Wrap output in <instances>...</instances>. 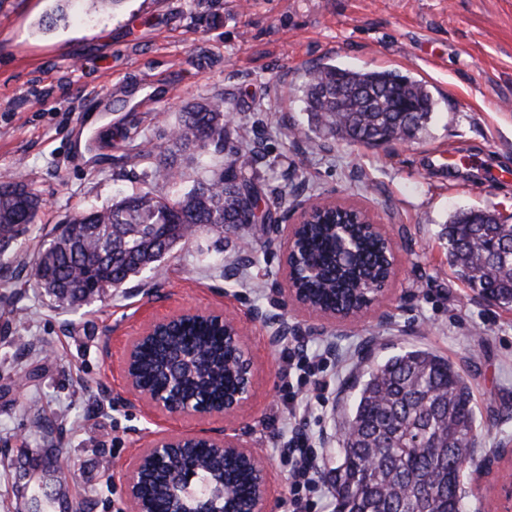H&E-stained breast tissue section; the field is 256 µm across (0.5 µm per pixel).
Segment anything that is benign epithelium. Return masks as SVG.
<instances>
[{"label":"benign epithelium","mask_w":512,"mask_h":512,"mask_svg":"<svg viewBox=\"0 0 512 512\" xmlns=\"http://www.w3.org/2000/svg\"><path fill=\"white\" fill-rule=\"evenodd\" d=\"M316 208L314 204L302 207L299 219L293 224L285 225L283 235V265L286 288L284 292L299 308L312 311V308L302 298L293 285L292 254L296 234L308 215ZM386 288H372L367 303L358 310L347 312H318V315L342 322H355L360 319L368 309L378 304L385 296ZM205 317L213 320L216 325H230L233 327V339L240 350L242 386L240 390L230 396L224 397L219 406L207 403L194 406L191 401H183L176 394H154L141 387L135 375V356L140 345L160 327L174 326L182 318ZM252 319L265 324L275 325L269 336L271 344H277L288 335L292 328L288 321L264 314L260 311L252 312ZM123 375L126 386L138 400L148 404L156 410L167 413L186 414L197 418L221 416L232 418L237 415L250 401L254 390L253 359L248 345V334L244 326L235 318L222 310L207 311H181L150 321L127 347L123 365ZM178 448H208L224 453V457L238 462L250 470L253 480V492L250 508L247 512H269V475L267 463L262 454L255 448H248L242 444L235 435H224L216 438L205 431L181 434H163L154 438L147 448L128 464L121 472L126 495L131 505L130 512H155L156 507L142 496L141 489L147 482L166 470L169 453ZM198 479L196 468L191 467L183 472L170 489L164 512H237V491L233 482L221 471L214 478L206 482L205 488H194ZM499 491L502 512H512V466L499 471Z\"/></svg>","instance_id":"obj_1"}]
</instances>
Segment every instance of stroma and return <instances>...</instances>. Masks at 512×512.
Instances as JSON below:
<instances>
[{"mask_svg":"<svg viewBox=\"0 0 512 512\" xmlns=\"http://www.w3.org/2000/svg\"><path fill=\"white\" fill-rule=\"evenodd\" d=\"M54 0H0V179L40 196L28 233L0 252V512H27L45 484L51 512H129L120 471L159 433L201 428L261 449L270 510L288 512V379L282 356L312 341L338 375L319 398L300 385L319 428L322 470L336 464L344 411L360 369L420 347L466 369L478 435L461 485L466 512H497L503 449L512 448V309L458 280L440 238L459 209L512 224V0H124L98 11L78 0L45 31ZM393 69L427 85L420 139L375 148L311 141L299 99L306 68ZM229 108L230 145L253 149L252 177L275 219L305 203L367 211L396 251L384 300L344 326L276 290L282 238L270 224H228L177 245L156 271L77 309H61L27 272L67 216L152 186L148 162L110 146L137 128L166 146L185 109ZM221 309L244 322L255 394L235 417L151 414L126 387V348L152 318ZM288 320L271 345L253 310Z\"/></svg>","mask_w":512,"mask_h":512,"instance_id":"stroma-1","label":"stroma"}]
</instances>
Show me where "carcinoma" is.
<instances>
[{
    "mask_svg": "<svg viewBox=\"0 0 512 512\" xmlns=\"http://www.w3.org/2000/svg\"><path fill=\"white\" fill-rule=\"evenodd\" d=\"M314 131L376 147L416 138L431 117L432 97L425 84L392 70L361 71L322 63L306 73L300 87ZM341 95L344 112H328V99ZM396 98L419 107L393 112ZM224 100L196 103L182 113L167 147L146 146L135 157L152 164L154 183L176 176L178 161L202 163L199 150L224 151ZM241 149L224 167L192 180L170 198L154 189L126 196L101 210L81 213L57 227L38 252L30 277L58 305L79 307L151 271L161 258L185 244L201 224L216 227L241 219L258 188ZM41 207L24 182H0V239L24 234ZM349 249L324 213L303 226L297 247L315 273L299 278L309 301L319 307L360 301L371 283L388 275V246L362 224L347 225ZM443 238L456 277L502 308L512 307V224L491 212L454 214ZM190 347L207 357L213 372L172 376V349ZM140 377L151 387L180 390L211 404L239 383L231 340L206 321H193L174 336H160L137 355ZM336 466L330 469L336 512H461L462 467L470 463L477 418L465 373L428 349L400 350L374 364L355 385Z\"/></svg>",
    "mask_w": 512,
    "mask_h": 512,
    "instance_id": "obj_1",
    "label": "carcinoma"
}]
</instances>
